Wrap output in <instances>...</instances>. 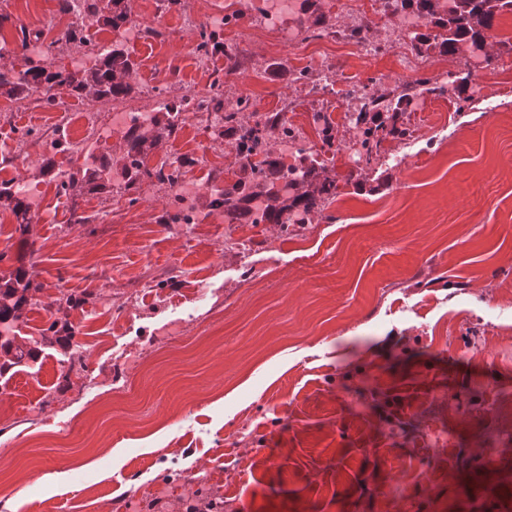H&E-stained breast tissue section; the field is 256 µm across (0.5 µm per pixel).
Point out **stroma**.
<instances>
[{
    "label": "stroma",
    "mask_w": 512,
    "mask_h": 512,
    "mask_svg": "<svg viewBox=\"0 0 512 512\" xmlns=\"http://www.w3.org/2000/svg\"><path fill=\"white\" fill-rule=\"evenodd\" d=\"M126 5L141 39L92 20L85 33L126 47L128 101L145 109L155 93L178 104L223 77V55H195L198 31L219 9L251 11V0ZM0 13L6 67H92L57 39L69 22L59 0H0ZM222 34L236 61L224 105L244 96L260 117L317 109L295 74L318 62L337 64L340 92L407 81L396 54L366 57L334 34L294 45L259 21ZM509 52L504 12L484 49L430 47L424 75ZM57 93L82 153L29 149L24 132L51 133L56 111L0 96V182L27 180L42 201L25 234L0 207V279L21 267L33 284L15 342L35 352L0 378V512H110L114 499L125 512H209L214 495L219 512H512V111L416 96L413 144L386 140L369 168L357 129L329 113L346 146L320 159L336 199L286 230L240 225L260 242L244 258L215 248L225 223L208 192L190 229L162 223L168 197L147 183L134 204L108 190L58 196L56 170L121 157L124 139L83 128L82 113L107 102ZM203 150L193 179H237L226 139L191 115L145 163ZM245 262L262 278L244 280ZM63 291L89 299L53 307Z\"/></svg>",
    "instance_id": "35a3bbf8"
}]
</instances>
